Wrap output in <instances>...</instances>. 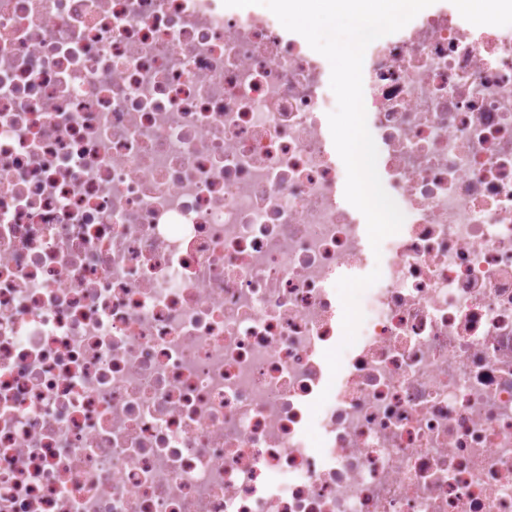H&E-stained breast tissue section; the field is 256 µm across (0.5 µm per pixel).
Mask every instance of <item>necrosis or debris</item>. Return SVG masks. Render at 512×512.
<instances>
[{
    "label": "necrosis or debris",
    "instance_id": "4bbe7bcc",
    "mask_svg": "<svg viewBox=\"0 0 512 512\" xmlns=\"http://www.w3.org/2000/svg\"><path fill=\"white\" fill-rule=\"evenodd\" d=\"M404 222L344 207L306 39L0 0V512H512V28L365 50Z\"/></svg>",
    "mask_w": 512,
    "mask_h": 512
}]
</instances>
